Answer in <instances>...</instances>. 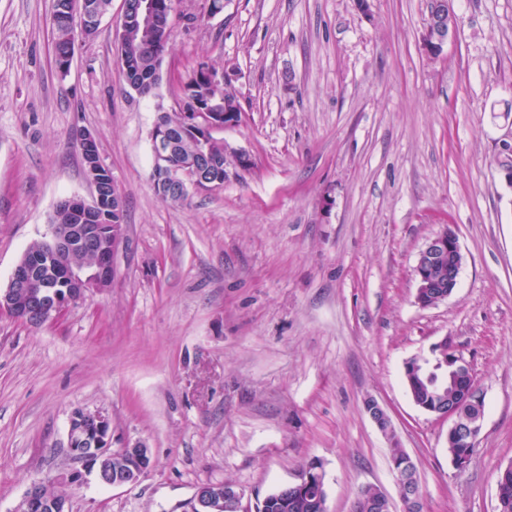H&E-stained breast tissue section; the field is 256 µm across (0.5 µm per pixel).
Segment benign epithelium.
I'll use <instances>...</instances> for the list:
<instances>
[{"mask_svg":"<svg viewBox=\"0 0 512 512\" xmlns=\"http://www.w3.org/2000/svg\"><path fill=\"white\" fill-rule=\"evenodd\" d=\"M173 9L174 0H126L117 37H122L137 22L161 24L169 19ZM105 14L106 9L88 0H79L75 9L69 12V22L77 28L78 34L89 38L97 31ZM457 27L456 14L445 11L434 14L426 23L423 41L426 54L441 56L448 41L454 38ZM235 124L237 111L202 102L177 116L171 114L167 119L156 120L153 126V134L157 135L154 187L162 193L171 182L185 190L199 186L195 163L185 164L176 174L166 169L165 159L172 143L167 134L173 127L195 126L205 130ZM78 143L86 173L94 187L92 201L79 196L61 199L55 211L67 215L69 223L51 225L48 248L37 256V263L33 264L28 256H23L14 266L7 287L0 290V314L27 324L57 318L81 301L89 290H102L112 284V258L123 235V197L111 172L100 161L98 133L84 130L79 134ZM74 252L94 255V269L61 268L58 264L60 255ZM444 263L448 264V290L433 293L431 289L436 287L433 269ZM461 268L462 254L457 237L445 223L419 251L415 267L416 302L422 307H430L447 300L457 287ZM364 407L378 430L395 439L391 418L379 402L368 397ZM418 407L448 421L449 438L477 443L484 419V402L476 385H471L466 398L455 406L434 408L420 403ZM67 455L72 465L60 470L54 480V487L63 488L65 492L49 497L46 494L48 486L42 481H34L15 512H70L69 491L82 487L89 479L93 478L103 486L131 485L139 482L152 466L150 449L142 444L112 449V419L101 408L76 409L71 413ZM392 473L402 502L411 504L419 512L422 490L409 454H404L400 462L392 465ZM307 487L316 490L314 506H326L325 478L313 463L297 481L278 487L276 492L281 495L292 491L298 496ZM242 498V493L233 485L207 483L197 489L189 508L190 512H241Z\"/></svg>","mask_w":512,"mask_h":512,"instance_id":"1","label":"benign epithelium"}]
</instances>
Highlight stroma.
I'll return each mask as SVG.
<instances>
[{"instance_id": "obj_1", "label": "stroma", "mask_w": 512, "mask_h": 512, "mask_svg": "<svg viewBox=\"0 0 512 512\" xmlns=\"http://www.w3.org/2000/svg\"><path fill=\"white\" fill-rule=\"evenodd\" d=\"M112 0L56 67L53 0H0V289L47 239L57 201L92 200L78 147L124 200L110 288L30 326L0 316V512L68 465V419L105 409L112 445L144 444L133 485L73 491L71 512H186L230 482L253 512L311 463L328 512L379 486L403 512L376 399L417 466L424 512H495L512 464V0H455L444 54L422 47L427 0H176L163 78L126 84ZM242 105L223 136L251 171L182 203L161 200L149 131L200 64ZM331 211H324V197ZM449 220L463 256L447 301L416 302L414 268ZM448 340L484 398L465 469L448 423L419 409L404 363ZM364 407L372 422L386 437L395 442V429L391 418L379 402L371 397L364 400Z\"/></svg>"}]
</instances>
